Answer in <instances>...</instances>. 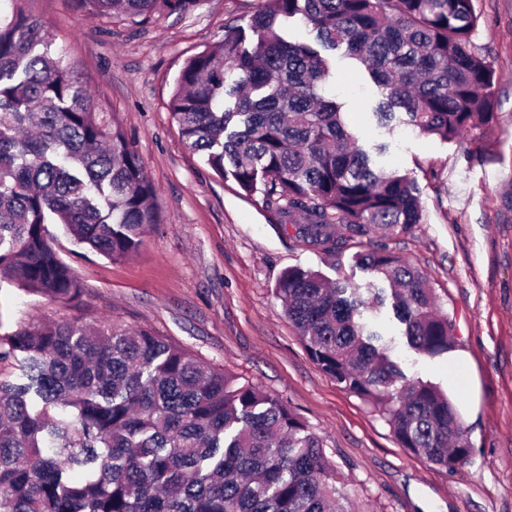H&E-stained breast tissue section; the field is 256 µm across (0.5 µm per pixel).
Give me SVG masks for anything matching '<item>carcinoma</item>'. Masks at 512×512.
<instances>
[{
	"label": "carcinoma",
	"instance_id": "obj_1",
	"mask_svg": "<svg viewBox=\"0 0 512 512\" xmlns=\"http://www.w3.org/2000/svg\"><path fill=\"white\" fill-rule=\"evenodd\" d=\"M95 16L147 22L201 0H74ZM299 19L317 46L277 29ZM474 0H258L251 35L188 59L169 104L188 149L278 222L326 255L421 221L409 174L374 165L324 95L341 50L382 90L374 114H396L448 141L494 119L495 71L475 52ZM42 23L22 8L0 20V277L51 299L81 286L50 242L60 224L112 260L153 225L155 189L119 123L109 122L62 58L34 52ZM359 261L386 281L410 348H455L427 278L374 249ZM384 289L311 269L281 275L276 295L311 360L390 427L401 447L448 472L472 444L448 396L407 379L389 341L361 321ZM0 512H347L320 439L258 385L240 382L154 333L62 321L0 334Z\"/></svg>",
	"mask_w": 512,
	"mask_h": 512
}]
</instances>
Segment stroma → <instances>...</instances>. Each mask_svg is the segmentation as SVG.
Returning <instances> with one entry per match:
<instances>
[{
  "label": "stroma",
  "instance_id": "obj_1",
  "mask_svg": "<svg viewBox=\"0 0 512 512\" xmlns=\"http://www.w3.org/2000/svg\"><path fill=\"white\" fill-rule=\"evenodd\" d=\"M255 0H204L186 16L141 26L77 11L72 0H22L45 24L38 49L64 57L113 114L156 189L160 222L122 261L77 244L58 224L53 246L81 296L49 299L0 280V330L65 320L148 330L284 401L323 443L352 512H512V0H476V51L496 73L495 120L444 142L401 120L377 125L381 90L354 61L335 59L327 93L360 145H385L388 170L415 177L422 219L411 234L348 243L335 255L284 232L258 197L219 178L181 141L168 103L185 62L247 26ZM379 247L421 271L456 347L408 348L391 306L366 311L393 338L408 378L440 387L473 453L450 473L402 448L389 425L324 374L305 351L274 288L290 267L374 283L357 253Z\"/></svg>",
  "mask_w": 512,
  "mask_h": 512
}]
</instances>
